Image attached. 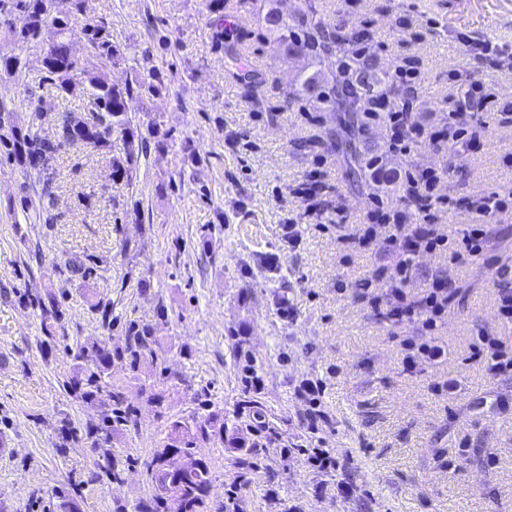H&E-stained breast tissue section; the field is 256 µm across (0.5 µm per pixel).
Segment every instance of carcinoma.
I'll list each match as a JSON object with an SVG mask.
<instances>
[{
  "mask_svg": "<svg viewBox=\"0 0 512 512\" xmlns=\"http://www.w3.org/2000/svg\"><path fill=\"white\" fill-rule=\"evenodd\" d=\"M16 2L25 14V23L19 29L6 20L8 4L0 0V28L9 30L14 45L10 52L0 55V71L18 78L27 76L30 61L25 51L40 43L44 27L50 24L56 30L57 39L40 56L42 79L61 93L80 95L88 101V118L83 125L77 124L78 116L71 112L60 115V135L56 140L42 138L35 132L37 120L46 111L43 101L33 106L30 125L25 129L13 125L9 108L0 104V157H6L40 187L38 201L25 195L20 198V206L24 210L33 209L34 219L51 224L54 215L50 207L54 205L56 194L53 162L63 146L81 144L110 153L112 134L118 132L123 140V154L111 159L112 174L129 182L134 180L140 155L147 150V140L140 126L128 117L127 100L143 87V83L136 80L122 88L117 87L105 75L91 72L73 59L70 42L77 33L96 56L109 62L123 58L121 46L113 41L108 23L90 21L75 30V15L84 12V0H71L73 11L55 16L47 10L49 0ZM265 24L280 52L291 57L312 56L330 68L327 73L317 70L301 74L297 80L298 88L268 111L284 112L302 101L311 112L341 113L339 128L328 129L325 137L312 139L305 147L311 151L325 149L333 144L336 136H342L343 150L339 160L345 181L354 190L364 189L367 186L366 169L377 166V160H365L359 148L369 120L376 117L384 105L392 112L411 113L414 94L409 90L393 92L395 78L375 66L366 45L368 34L326 22L320 0H304V6L290 15L272 6L265 14ZM93 270L94 266L81 261L53 266V273L66 281L77 275L85 278ZM19 301L39 314L43 333L40 345L50 349L63 328L64 311L60 301L53 293L41 296L26 292L19 294ZM91 308L102 327H112V302L99 300L92 303ZM125 332L127 344L120 351L112 350L105 342L79 347L74 359L85 362V365L67 377L63 387L82 401L93 402L102 392L104 374L113 358H125L135 369L153 356V330L149 325L129 319ZM109 396L110 405L85 434L92 439L94 447L103 449L97 468L112 478L120 474L122 463L107 450V443L113 431L134 425V420L123 389H113ZM198 409L205 414L192 419V424L179 420L172 423L170 441L145 463L152 498L142 505V512H150L154 504H164L169 486L175 483L180 491V512H208L212 476L204 459L197 457V448L200 442L210 438L214 413L210 412V403L206 399L199 400ZM176 458L188 460V467L171 471Z\"/></svg>",
  "mask_w": 512,
  "mask_h": 512,
  "instance_id": "carcinoma-1",
  "label": "carcinoma"
}]
</instances>
